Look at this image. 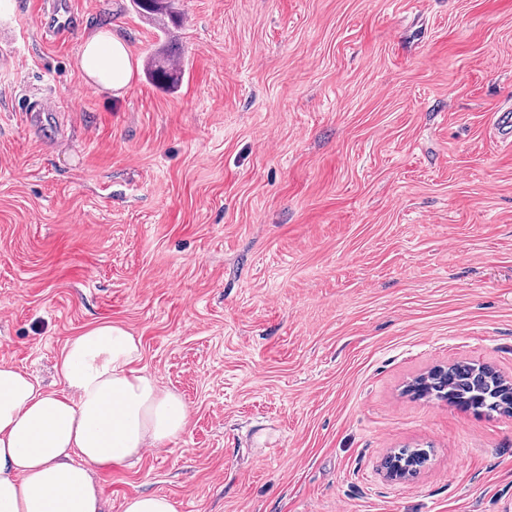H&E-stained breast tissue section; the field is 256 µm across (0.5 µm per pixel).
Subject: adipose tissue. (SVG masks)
Listing matches in <instances>:
<instances>
[{
	"label": "adipose tissue",
	"instance_id": "1",
	"mask_svg": "<svg viewBox=\"0 0 512 512\" xmlns=\"http://www.w3.org/2000/svg\"><path fill=\"white\" fill-rule=\"evenodd\" d=\"M78 66L109 92L126 88L136 69L109 29L87 37ZM140 359L139 337L101 322L61 349V391L0 362V512H102L93 467L125 464L185 431L186 402L139 368Z\"/></svg>",
	"mask_w": 512,
	"mask_h": 512
}]
</instances>
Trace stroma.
Wrapping results in <instances>:
<instances>
[{"label": "stroma", "instance_id": "stroma-1", "mask_svg": "<svg viewBox=\"0 0 512 512\" xmlns=\"http://www.w3.org/2000/svg\"><path fill=\"white\" fill-rule=\"evenodd\" d=\"M0 0V362L62 390L100 321L188 404L95 469L180 512H512V415L419 399L437 366L512 379V0H181L179 90L77 66L129 0ZM56 112L34 121L40 99ZM402 448L429 459L385 478ZM78 21L68 0H55L51 4V16L48 22L50 36H58L75 30Z\"/></svg>", "mask_w": 512, "mask_h": 512}]
</instances>
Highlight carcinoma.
I'll use <instances>...</instances> for the list:
<instances>
[{"instance_id": "1", "label": "carcinoma", "mask_w": 512, "mask_h": 512, "mask_svg": "<svg viewBox=\"0 0 512 512\" xmlns=\"http://www.w3.org/2000/svg\"><path fill=\"white\" fill-rule=\"evenodd\" d=\"M130 5L164 35L169 26L177 27L183 22L177 0H130ZM176 59V55L164 53L159 48L150 50L146 55L147 76L166 90L176 89L185 72ZM415 393L491 413L501 411L507 404L512 387L506 385L501 375L485 366L453 364L445 372L428 375L417 384Z\"/></svg>"}]
</instances>
